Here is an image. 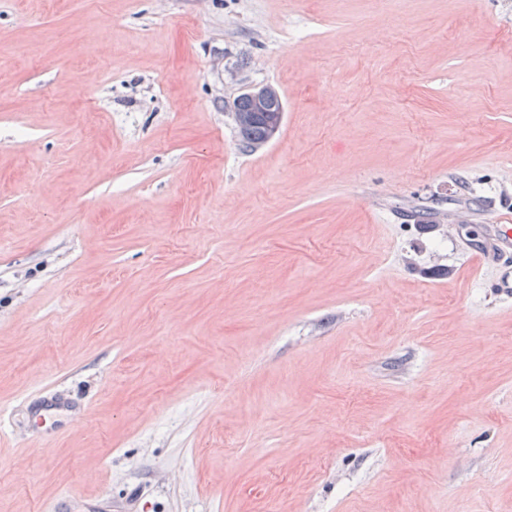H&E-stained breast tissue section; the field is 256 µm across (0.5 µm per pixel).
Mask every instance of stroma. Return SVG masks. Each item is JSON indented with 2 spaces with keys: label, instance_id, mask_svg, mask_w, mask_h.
I'll list each match as a JSON object with an SVG mask.
<instances>
[{
  "label": "stroma",
  "instance_id": "35a3bbf8",
  "mask_svg": "<svg viewBox=\"0 0 512 512\" xmlns=\"http://www.w3.org/2000/svg\"><path fill=\"white\" fill-rule=\"evenodd\" d=\"M504 215L512 0H0V512H512ZM239 98L248 99L250 104L249 109L244 110L239 107ZM273 101L278 102L280 105V109L276 112H272V108H269L270 103ZM249 104L243 101L242 107L247 108ZM232 109V114L237 126L243 127L239 129V136L245 148H252V144L264 142L268 138V130L269 138L275 135L282 124L284 114V105L281 95L279 91L272 86L258 88L246 87L242 89L233 100ZM253 112H255V115L248 125ZM270 113H275V117L269 128ZM506 224H484L485 244L472 253L474 264H482L512 255V219Z\"/></svg>",
  "mask_w": 512,
  "mask_h": 512
}]
</instances>
